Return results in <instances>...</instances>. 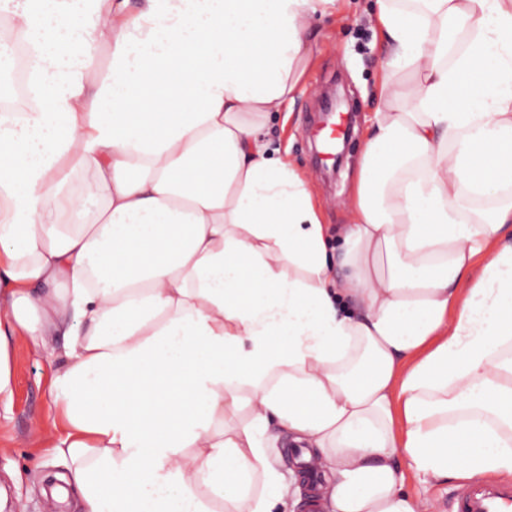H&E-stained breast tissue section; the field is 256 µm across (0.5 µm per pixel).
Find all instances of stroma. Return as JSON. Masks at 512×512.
Here are the masks:
<instances>
[{"label": "stroma", "mask_w": 512, "mask_h": 512, "mask_svg": "<svg viewBox=\"0 0 512 512\" xmlns=\"http://www.w3.org/2000/svg\"><path fill=\"white\" fill-rule=\"evenodd\" d=\"M374 0H343L339 9L315 19L313 55L304 75L307 90L290 112L274 114L268 125L274 147L310 178L312 193L324 223L336 228L348 223L343 201L349 196L366 128L379 104V86L391 50L371 15ZM336 89L346 93L356 114L357 132L338 171H318L314 164L310 123L318 110V93ZM14 397L9 409H0V512H74L73 504L56 505L46 484L66 472V462L49 444L52 432L63 422L50 392L55 365L44 350L27 337L12 340ZM287 439H280L267 453L284 475L288 498L283 512H306L304 486L286 457ZM461 483L433 481L407 473L405 492L433 504V512H454L453 501Z\"/></svg>", "instance_id": "obj_1"}]
</instances>
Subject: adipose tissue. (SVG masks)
<instances>
[{"mask_svg": "<svg viewBox=\"0 0 512 512\" xmlns=\"http://www.w3.org/2000/svg\"><path fill=\"white\" fill-rule=\"evenodd\" d=\"M337 2L0 0L29 54L0 407L11 337L65 332L81 512H274V424L324 455L328 512H429L409 469L512 475V0H377L395 55L334 249L268 123Z\"/></svg>", "mask_w": 512, "mask_h": 512, "instance_id": "adipose-tissue-1", "label": "adipose tissue"}]
</instances>
